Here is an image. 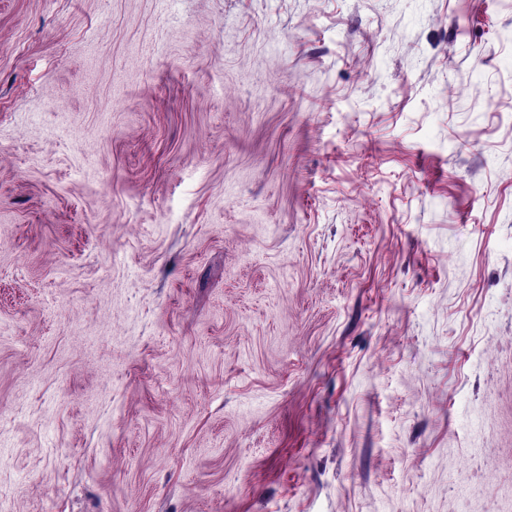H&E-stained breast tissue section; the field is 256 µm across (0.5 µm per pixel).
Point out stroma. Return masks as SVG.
I'll use <instances>...</instances> for the list:
<instances>
[{"instance_id": "obj_1", "label": "stroma", "mask_w": 512, "mask_h": 512, "mask_svg": "<svg viewBox=\"0 0 512 512\" xmlns=\"http://www.w3.org/2000/svg\"><path fill=\"white\" fill-rule=\"evenodd\" d=\"M0 512H512V0H0Z\"/></svg>"}]
</instances>
